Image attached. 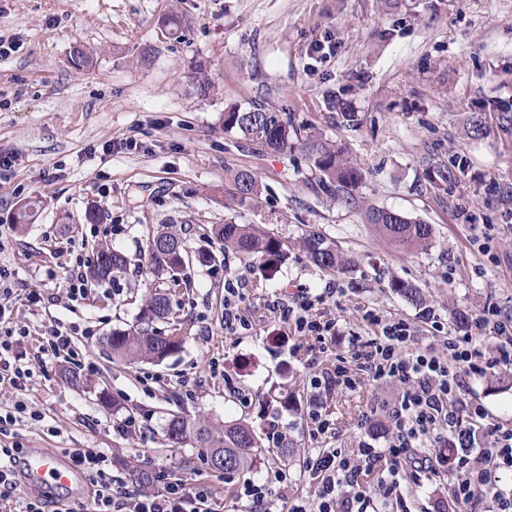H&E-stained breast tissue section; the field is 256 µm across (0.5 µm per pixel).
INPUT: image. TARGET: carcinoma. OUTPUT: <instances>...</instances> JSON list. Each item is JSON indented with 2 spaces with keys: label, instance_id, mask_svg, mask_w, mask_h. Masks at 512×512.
Here are the masks:
<instances>
[{
  "label": "carcinoma",
  "instance_id": "carcinoma-1",
  "mask_svg": "<svg viewBox=\"0 0 512 512\" xmlns=\"http://www.w3.org/2000/svg\"><path fill=\"white\" fill-rule=\"evenodd\" d=\"M168 35L176 40L184 37L186 24L176 14L165 18ZM224 130L235 132L247 142L284 152L300 144L306 153L309 165L317 169L322 178L318 187L333 197L350 193L363 180V172L345 156L344 151L316 134L302 135L303 128L284 118L273 108L254 103L249 108L236 104L224 109ZM453 171L445 165L427 168L426 180L429 189L448 191V182ZM228 194L240 209L250 208L258 197V184L248 169L230 172ZM367 219L392 241L399 249L411 253L422 250L432 241V228L418 219L407 217L389 209H371ZM212 236L224 241V266L239 258L259 266L262 276L271 279L288 262V251L274 234L259 230L251 224H238L232 220L214 224ZM303 246L311 261L321 270L340 272L351 264L336 246L321 232L310 230L304 236ZM149 264L157 273H174L185 266L182 257L188 254L182 239L167 231L157 233L148 246ZM127 264L125 254L117 249L99 251L96 263L89 276L96 282L110 281L122 272ZM389 287L407 300L421 306L424 298L412 283L393 279ZM170 312L169 297L164 293L153 294L140 312V324L129 330H114L104 338L103 348L120 361L150 359L162 362L174 354L182 344L178 336H161L150 324L165 318ZM192 438L210 467H215L214 457L224 455V466L218 471L232 474L249 470L260 458V443L253 427L241 420L224 422V428L213 430L206 421L183 414L173 415L165 426V440L170 448H181Z\"/></svg>",
  "mask_w": 512,
  "mask_h": 512
}]
</instances>
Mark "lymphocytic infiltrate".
Here are the masks:
<instances>
[{
    "label": "lymphocytic infiltrate",
    "mask_w": 512,
    "mask_h": 512,
    "mask_svg": "<svg viewBox=\"0 0 512 512\" xmlns=\"http://www.w3.org/2000/svg\"><path fill=\"white\" fill-rule=\"evenodd\" d=\"M9 277L8 270L0 269V386L25 390L32 365L49 358L85 366V352L75 346L70 333L56 327L38 352L20 360L14 347L25 331L12 324ZM366 318L377 332L366 341L350 335L353 365L340 362L321 368L309 383L319 394L329 395L352 387L351 372L356 369L376 383L403 384L391 411L395 436L388 447L362 448L356 458L340 448L314 449L303 462L314 481L312 496L289 500L284 512H368L378 503L394 512H410L401 483L408 480L420 486L438 474L439 462L427 446L447 432L458 441L450 466L456 474L453 497L463 512H470L488 492L496 512H512V497L491 490L496 473L512 471V428L492 427L489 444L474 447L470 432L460 426L456 407L465 379L484 377L497 367L512 368V325L503 319L500 307L487 302L472 322L473 332L449 338L444 356L431 346L413 347L414 331L404 320H385L371 312ZM21 453L18 447L0 448V512H58L51 496L31 497L22 491L10 470ZM70 458L84 473L93 495L89 501L72 504L67 512H217L205 481H172L159 472L151 489L118 490L106 450L74 448ZM373 469L379 473L376 482H365L363 473ZM290 480L287 467L272 468L259 480L243 482L236 497L245 502L247 512H272L275 490L287 487Z\"/></svg>",
    "instance_id": "lymphocytic-infiltrate-1"
}]
</instances>
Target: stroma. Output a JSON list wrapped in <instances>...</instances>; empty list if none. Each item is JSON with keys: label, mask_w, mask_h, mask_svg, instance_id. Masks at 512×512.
Here are the masks:
<instances>
[{"label": "stroma", "mask_w": 512, "mask_h": 512, "mask_svg": "<svg viewBox=\"0 0 512 512\" xmlns=\"http://www.w3.org/2000/svg\"><path fill=\"white\" fill-rule=\"evenodd\" d=\"M173 11L190 28L180 43L160 27ZM0 38L15 44L0 57V152L15 160L0 174V266L13 288L49 298L17 301L15 322L27 332L17 351L37 349L49 326H88L92 335L75 342L96 366L74 387L51 359L23 394L0 390V411L21 399L33 413L0 434V448H102L124 487L134 464L186 482L202 474L223 512H237L233 481L204 470L193 442L167 447L164 428L174 412L217 427L242 417L263 448L252 478L288 465V494L301 496L303 461L317 445L306 418L309 377L346 354V332L373 336L365 311L411 323L419 348L439 332L463 335L486 301L512 311V131L482 110L512 104V0H0ZM78 48L93 58L81 71L71 65ZM197 66L215 85L205 99L189 88ZM254 102L345 147L364 172L351 197L316 190L301 148L276 153L225 131V107ZM340 103L358 112L359 125L341 123ZM477 111L488 132L475 139L467 128ZM122 138L134 147L106 152ZM430 163L453 166L447 191L429 190ZM237 168L259 185L243 211L224 194ZM31 202L32 223L16 224ZM370 208L431 224V244L398 251L368 223ZM92 211L100 223L88 222ZM231 217L283 242L290 259L274 278L245 261L225 264L222 242L203 236ZM164 228L213 263L192 264L176 280L152 273L148 242ZM310 229L336 241L353 271L317 268L300 246ZM101 247L122 251L126 271L69 301L63 277L76 257ZM394 278L420 288L425 305L393 292ZM229 281L247 323L234 333L224 327ZM331 285L336 293L318 312L337 320L341 334L325 349L281 308ZM158 290L173 314L153 327L180 336V351L161 363L112 361L102 338L135 325ZM402 391L363 377L324 399L328 445L353 452L369 439L388 447L390 432L368 421L386 420ZM459 401L483 405L487 423L512 425V369L467 380ZM131 414L139 433L121 428ZM453 483L443 466L423 486L403 483L402 493L411 512H458Z\"/></svg>", "instance_id": "35a3bbf8"}]
</instances>
